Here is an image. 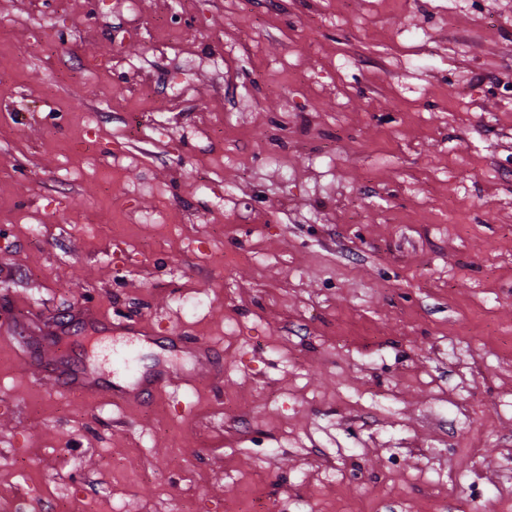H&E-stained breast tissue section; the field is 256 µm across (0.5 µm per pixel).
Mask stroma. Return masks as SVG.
<instances>
[{"label": "stroma", "instance_id": "35a3bbf8", "mask_svg": "<svg viewBox=\"0 0 512 512\" xmlns=\"http://www.w3.org/2000/svg\"><path fill=\"white\" fill-rule=\"evenodd\" d=\"M249 495L512 512V0H0V507ZM43 378L53 387L69 392L83 395L90 391H106L112 388L107 384L109 381L104 375L90 377L82 373L78 368L66 365L53 366L46 370Z\"/></svg>", "mask_w": 512, "mask_h": 512}]
</instances>
